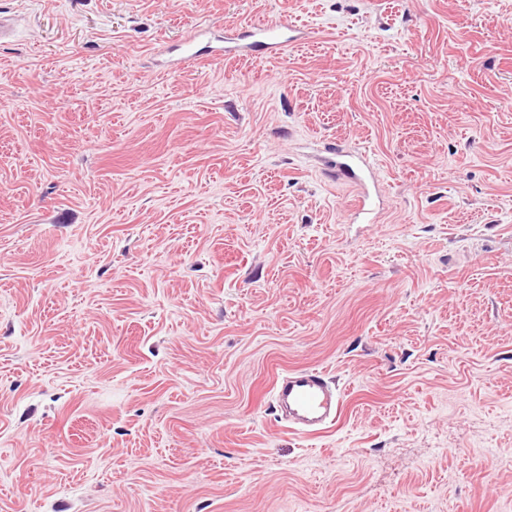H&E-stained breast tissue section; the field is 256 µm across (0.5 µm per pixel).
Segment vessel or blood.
<instances>
[{
	"instance_id": "b4317fda",
	"label": "vessel or blood",
	"mask_w": 512,
	"mask_h": 512,
	"mask_svg": "<svg viewBox=\"0 0 512 512\" xmlns=\"http://www.w3.org/2000/svg\"><path fill=\"white\" fill-rule=\"evenodd\" d=\"M298 40L295 25L282 18L227 35L223 44L211 47L210 53L217 59L250 57L259 61L263 56L283 53ZM336 156L337 175L355 179L359 188L353 207L355 218L372 223L370 187L373 163L365 154L342 146L337 147ZM270 402L282 412L289 431L306 437L332 428L343 412L339 387L324 372L312 368H294L276 378L270 389Z\"/></svg>"
}]
</instances>
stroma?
Returning <instances> with one entry per match:
<instances>
[{
  "instance_id": "1",
  "label": "stroma",
  "mask_w": 512,
  "mask_h": 512,
  "mask_svg": "<svg viewBox=\"0 0 512 512\" xmlns=\"http://www.w3.org/2000/svg\"><path fill=\"white\" fill-rule=\"evenodd\" d=\"M0 11V512H512V0ZM304 367L315 437L268 402ZM299 35L295 25L287 18H280L264 26L246 28L227 35L224 37V45H210L208 48L216 59L251 57L260 61L265 54L283 53L288 46L300 41ZM336 177L344 176L356 180L359 187V195L353 207L355 218L369 224L372 223L374 212L372 208V199L370 193L371 181L374 186L372 174L374 173V164L369 158L359 152H353L347 148L336 146ZM270 403L279 408L289 431L316 436L332 428L343 412L342 394L322 371L294 368L277 377Z\"/></svg>"
}]
</instances>
